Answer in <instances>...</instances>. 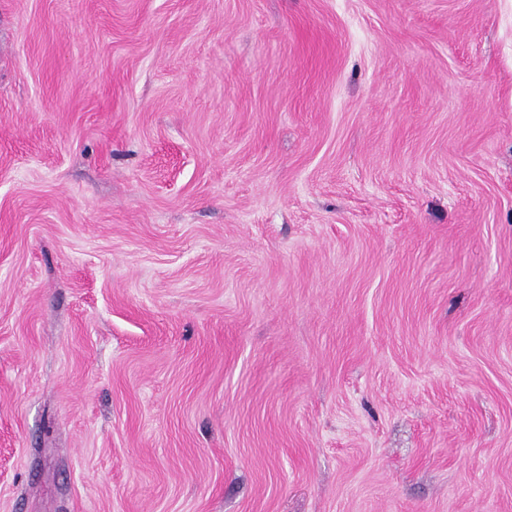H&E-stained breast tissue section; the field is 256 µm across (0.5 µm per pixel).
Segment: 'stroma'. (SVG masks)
Listing matches in <instances>:
<instances>
[{"mask_svg":"<svg viewBox=\"0 0 512 512\" xmlns=\"http://www.w3.org/2000/svg\"><path fill=\"white\" fill-rule=\"evenodd\" d=\"M0 512H512V0H0Z\"/></svg>","mask_w":512,"mask_h":512,"instance_id":"stroma-1","label":"stroma"}]
</instances>
